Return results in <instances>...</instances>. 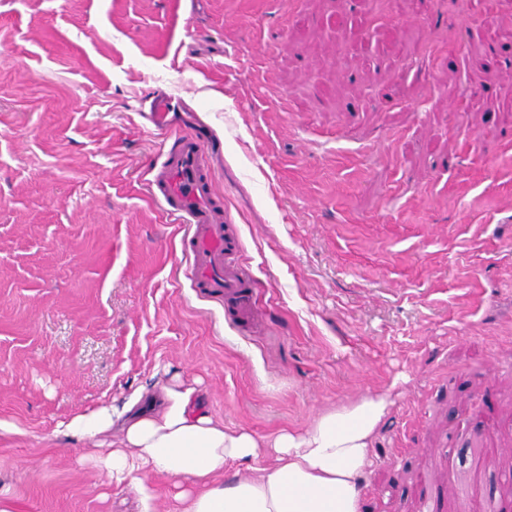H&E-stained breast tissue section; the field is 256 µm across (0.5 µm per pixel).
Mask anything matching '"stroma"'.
<instances>
[{"mask_svg":"<svg viewBox=\"0 0 512 512\" xmlns=\"http://www.w3.org/2000/svg\"><path fill=\"white\" fill-rule=\"evenodd\" d=\"M401 47L358 54L357 21ZM512 0H0V488L139 512L68 435L181 380L225 428L366 393L363 512H512ZM209 128L255 319L192 288L147 181ZM469 111H460L463 102ZM181 106L180 98L163 93L157 94L151 102L146 118L154 128L170 130L173 126L172 112H178Z\"/></svg>","mask_w":512,"mask_h":512,"instance_id":"stroma-1","label":"stroma"}]
</instances>
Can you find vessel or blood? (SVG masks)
I'll list each match as a JSON object with an SVG mask.
<instances>
[{
    "label": "vessel or blood",
    "mask_w": 512,
    "mask_h": 512,
    "mask_svg": "<svg viewBox=\"0 0 512 512\" xmlns=\"http://www.w3.org/2000/svg\"><path fill=\"white\" fill-rule=\"evenodd\" d=\"M180 98L157 94L147 120L161 130L172 127ZM214 173L204 140L180 133L150 182L155 199L186 226L183 255L191 268V285L220 298L226 311L242 316L252 306L253 284L240 264L241 243L224 222V200L214 190Z\"/></svg>",
    "instance_id": "obj_1"
}]
</instances>
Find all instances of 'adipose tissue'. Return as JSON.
Instances as JSON below:
<instances>
[{
    "label": "adipose tissue",
    "mask_w": 512,
    "mask_h": 512,
    "mask_svg": "<svg viewBox=\"0 0 512 512\" xmlns=\"http://www.w3.org/2000/svg\"><path fill=\"white\" fill-rule=\"evenodd\" d=\"M193 401V388L165 387L138 397L126 416L99 410L68 430L79 438L117 430L94 463L108 479L136 488L141 512H150L153 472L187 481L177 512H361L371 440L390 406L386 395H364L319 413L305 430L268 438L190 412ZM229 465L246 466L248 477L217 482Z\"/></svg>",
    "instance_id": "obj_1"
}]
</instances>
